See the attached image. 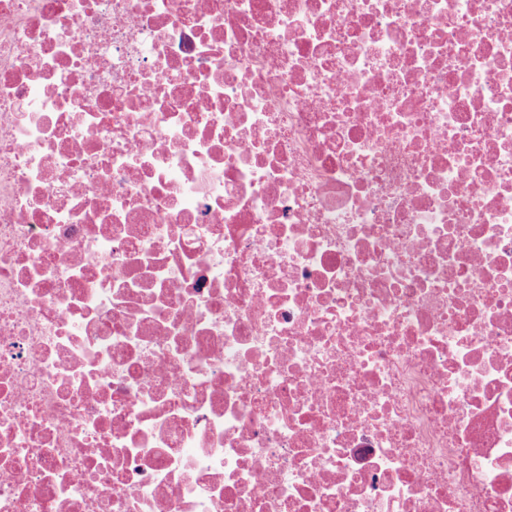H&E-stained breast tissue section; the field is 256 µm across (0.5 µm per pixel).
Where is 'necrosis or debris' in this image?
I'll return each mask as SVG.
<instances>
[{
  "instance_id": "1",
  "label": "necrosis or debris",
  "mask_w": 512,
  "mask_h": 512,
  "mask_svg": "<svg viewBox=\"0 0 512 512\" xmlns=\"http://www.w3.org/2000/svg\"><path fill=\"white\" fill-rule=\"evenodd\" d=\"M0 512H512V0H0Z\"/></svg>"
}]
</instances>
